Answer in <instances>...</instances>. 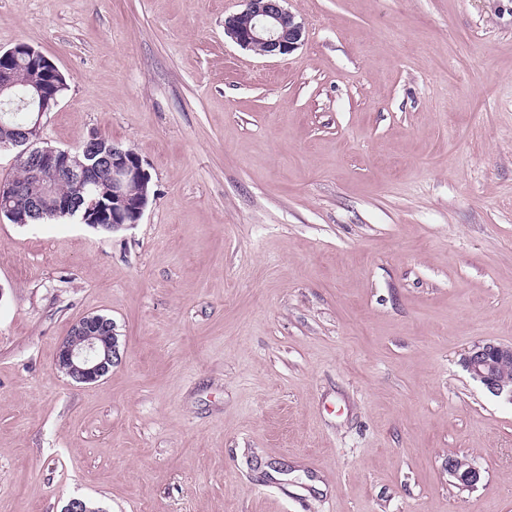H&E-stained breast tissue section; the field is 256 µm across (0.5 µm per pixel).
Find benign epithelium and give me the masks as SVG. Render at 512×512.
<instances>
[{"label":"benign epithelium","mask_w":512,"mask_h":512,"mask_svg":"<svg viewBox=\"0 0 512 512\" xmlns=\"http://www.w3.org/2000/svg\"><path fill=\"white\" fill-rule=\"evenodd\" d=\"M246 8L224 19V35L245 50L260 56L287 55L304 41V23L285 7L287 0H245ZM25 59L44 72L47 81L28 88L26 98L35 105L28 123L22 128L0 124V149L15 151L14 163L24 167L38 180L45 196L53 199L58 214L82 212V220L97 228L112 231L139 223L149 203L150 175L143 160L133 149L114 144L101 146L100 133L92 131L85 140L83 159L54 147L38 148L44 118L59 104V93L67 81L58 66L42 51L27 42L0 50V97H11L17 89L15 65ZM62 182L72 187L64 195L58 191ZM106 184L101 197L86 200L84 192L92 185ZM18 190L9 186L0 192V217L13 224H27L43 208L34 200L26 212L15 207ZM108 328L105 316L87 315L76 320L59 343L56 366L77 384L93 385L112 370L118 355L117 342L102 335ZM462 365L473 380L492 395L512 403V345L476 343L464 354ZM448 473L464 488H473L481 480L480 471L457 457L448 458Z\"/></svg>","instance_id":"7a95c632"}]
</instances>
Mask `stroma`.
Returning a JSON list of instances; mask_svg holds the SVG:
<instances>
[{"mask_svg": "<svg viewBox=\"0 0 512 512\" xmlns=\"http://www.w3.org/2000/svg\"><path fill=\"white\" fill-rule=\"evenodd\" d=\"M244 7L0 0L68 83L44 144L100 131L153 190L114 234L0 219V512H512V404L461 365L512 344V0H288L273 58ZM246 8L224 19V34L260 56L287 55L304 41L305 27L285 7L288 0H244ZM111 320L105 316L87 315L76 320L69 333L59 343L56 366L77 384L93 385L112 370L118 355L114 336H103ZM448 472L463 488H474L481 480V473L474 465L457 457H449Z\"/></svg>", "mask_w": 512, "mask_h": 512, "instance_id": "1", "label": "stroma"}]
</instances>
